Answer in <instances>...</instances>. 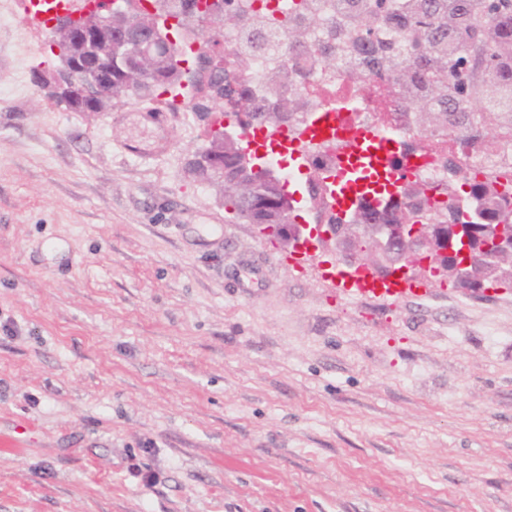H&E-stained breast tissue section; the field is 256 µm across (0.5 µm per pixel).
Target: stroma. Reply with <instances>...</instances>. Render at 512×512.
<instances>
[{
  "label": "stroma",
  "mask_w": 512,
  "mask_h": 512,
  "mask_svg": "<svg viewBox=\"0 0 512 512\" xmlns=\"http://www.w3.org/2000/svg\"><path fill=\"white\" fill-rule=\"evenodd\" d=\"M49 41L0 0V512H512V288L348 296L192 98L65 110Z\"/></svg>",
  "instance_id": "1"
}]
</instances>
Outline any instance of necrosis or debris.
<instances>
[{"instance_id":"4bbe7bcc","label":"necrosis or debris","mask_w":512,"mask_h":512,"mask_svg":"<svg viewBox=\"0 0 512 512\" xmlns=\"http://www.w3.org/2000/svg\"><path fill=\"white\" fill-rule=\"evenodd\" d=\"M244 23L224 36L226 50L237 49L249 37L252 26L277 21L280 44L274 52L250 54L247 71L231 77V91L225 92L217 110L225 118L251 111L253 104L273 103L275 95L299 98L287 125L288 131L302 128L316 113L341 112L357 127H370L403 141L405 162L414 169V180L437 189L448 183V161L462 162L460 177L494 176L512 181V151L488 152L469 147L465 140L444 129L420 132L415 127L417 103L439 79L414 87L398 83L392 76L377 74L366 64L356 39L360 33L353 20L356 0H237ZM306 31L305 48L291 47L289 27ZM287 66L290 79L280 90L268 82L271 73ZM337 141L309 143L305 146L310 183L319 185L317 197L309 198L316 218L334 212L331 185L327 177L336 164Z\"/></svg>"}]
</instances>
